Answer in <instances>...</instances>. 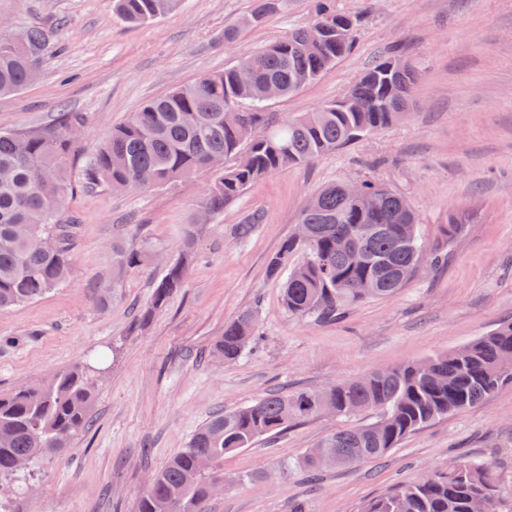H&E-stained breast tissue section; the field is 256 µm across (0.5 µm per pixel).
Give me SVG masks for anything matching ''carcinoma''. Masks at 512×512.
Listing matches in <instances>:
<instances>
[{
	"mask_svg": "<svg viewBox=\"0 0 512 512\" xmlns=\"http://www.w3.org/2000/svg\"><path fill=\"white\" fill-rule=\"evenodd\" d=\"M178 0H112L127 23L143 25L176 7ZM282 0H253L251 9L224 26V45L247 29L262 25L278 12ZM314 24H328L329 37L317 46L307 40L308 27L242 57L237 64L200 75L194 81L153 98L125 123L114 127L86 161L89 182L104 181L126 191L161 187L212 173L200 206L217 216L251 185L284 168L308 165L345 145L404 120L415 104L417 70L387 68L384 56L348 88L349 104L333 99L313 112L277 119L262 102L266 83L276 82L282 97L319 80L354 48L358 21L336 7V0H315ZM39 28L25 30V43L12 45L0 33V95L22 90L34 77L36 59L48 47ZM253 72L248 89L238 81L239 67ZM235 108L244 123L261 133L244 138L236 125L224 122ZM72 126H86L81 112L36 132H0V312L35 301L68 280L72 270L74 225L59 223V214L74 191L70 178L78 140ZM367 197L381 206L368 208L351 198L342 185L325 187L301 211L299 223L310 227V239L284 240L267 261V273L284 279L282 303L288 314L334 321L348 306L394 296L422 264L445 260L423 245L416 215L401 194L373 181L361 182ZM202 225L187 228L179 256L168 262L142 314L147 321L184 288L189 266L198 258ZM350 237L365 259L355 262L336 251V239ZM306 259L294 263L296 254ZM148 241L112 244V283L94 292L101 307L113 302L126 276L153 260ZM257 312H241L224 326L213 344L214 355L234 361L255 342ZM512 352V321L499 325L461 349L429 358L431 369L408 362L386 373L344 380L324 390L301 389L268 394L251 404L212 415L187 447L174 454L145 485L135 512H206L212 485L224 480V456L249 448L259 438L319 415L330 404L336 415L379 409L374 423L339 430L322 438L297 462L314 473L319 458L335 466L380 458L410 433L453 412L492 397L512 383V369L500 359ZM105 367L78 364L45 384L0 394V512H9L14 483L26 473L18 463H34L69 446L89 423L95 382ZM492 512H512V492L503 491L491 470L466 460L452 473L397 485L363 505L361 512H473L476 500Z\"/></svg>",
	"mask_w": 512,
	"mask_h": 512,
	"instance_id": "obj_1",
	"label": "carcinoma"
}]
</instances>
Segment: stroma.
<instances>
[{
	"label": "stroma",
	"instance_id": "1",
	"mask_svg": "<svg viewBox=\"0 0 512 512\" xmlns=\"http://www.w3.org/2000/svg\"><path fill=\"white\" fill-rule=\"evenodd\" d=\"M337 2L359 20L354 50L317 82L269 102V111H313L395 52L418 70L410 115L250 186L200 236L185 287L143 323L163 265L129 274L119 299L103 309L92 303L96 277L111 268L116 243L147 238L177 257L209 176L116 192L85 181L86 157L146 101L307 25L311 0H283L229 47L224 26L251 0H179L141 27L117 17L112 0H0V20L16 30L41 27L49 39L36 78L0 96V131L47 128L63 112L88 118L72 170L78 189L64 213L75 224L72 274L41 299L0 313V337L20 339L0 349V393L119 349L107 360L91 425L33 465L29 482L12 492V512H134L147 477L212 413L453 351L512 319V0ZM365 178L407 197L423 239L447 262L422 267L396 296L351 306L338 320L289 315L282 280L267 274L269 256L295 232L311 195ZM452 214L465 226L453 240L446 236ZM252 216L251 236L234 238L235 225ZM247 309L258 312L256 350L216 362L215 340ZM376 418L372 411L322 415L225 455L224 490L206 512H359L390 487L461 457L489 465L512 489V385L411 433L381 460L312 477L296 468L323 436Z\"/></svg>",
	"mask_w": 512,
	"mask_h": 512
}]
</instances>
